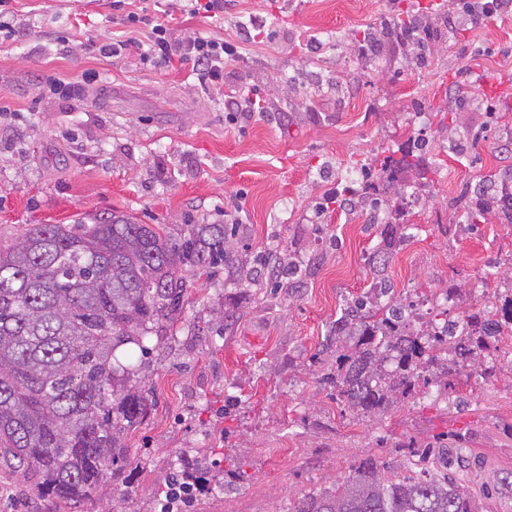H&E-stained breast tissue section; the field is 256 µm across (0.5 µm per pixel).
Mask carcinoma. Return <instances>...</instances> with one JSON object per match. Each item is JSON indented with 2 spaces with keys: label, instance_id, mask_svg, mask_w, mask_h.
<instances>
[{
  "label": "carcinoma",
  "instance_id": "obj_1",
  "mask_svg": "<svg viewBox=\"0 0 512 512\" xmlns=\"http://www.w3.org/2000/svg\"><path fill=\"white\" fill-rule=\"evenodd\" d=\"M440 7L389 14L350 40L358 57L399 43L405 60L421 62L442 29ZM365 165L360 188L345 187L354 207L374 218L395 206L403 190L395 174ZM466 208L493 209L512 218V192L479 195ZM234 233L225 224H188L173 233L126 214L72 224H37L0 244V461L34 475L31 493L46 504L91 501L106 491L107 472L126 470V437L150 413L142 365L122 362L116 350L133 344L147 354L180 313L188 275L212 277L235 269L238 281L254 270L236 263ZM371 291L349 302L335 332L318 351L335 358L327 374L343 401L366 416H383L415 391L425 372L443 385L452 368L436 355L452 352L468 367L490 341L512 326V298L496 311L468 319L438 312L413 327L409 306L382 276L373 257ZM167 490L190 491L212 467L201 449L183 450ZM293 512H474L472 498L452 480L389 472L360 460L341 484L301 498Z\"/></svg>",
  "mask_w": 512,
  "mask_h": 512
}]
</instances>
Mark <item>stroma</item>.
<instances>
[{
	"mask_svg": "<svg viewBox=\"0 0 512 512\" xmlns=\"http://www.w3.org/2000/svg\"><path fill=\"white\" fill-rule=\"evenodd\" d=\"M427 3L233 0L222 18L174 20L175 38L238 42L224 88L251 89L263 109L234 124L190 69L88 47L128 37L112 0H14V35L0 42V240L122 211L174 229L231 225L239 259L258 269L253 284L230 268L189 279L172 336L143 370L154 406L129 437V467L108 480L126 512H160L169 461L185 448L211 449L215 461L213 490L192 512H288L365 457L447 471L478 512H512L501 483L512 477L505 343L489 349L493 374L477 363L447 398L416 393L374 418L340 399L316 357L347 299L370 288L376 253L397 298L455 319L492 310L512 281V224L495 210L474 224L452 205L488 175L512 174V123L492 119L512 114V15L456 20L454 38L418 66L386 50L366 62L344 43L392 9ZM421 140L420 166L400 173L404 196L378 223L326 202L360 163ZM288 253L300 271L272 292L262 261ZM217 307L228 314L220 333ZM409 441L426 446L424 459Z\"/></svg>",
	"mask_w": 512,
	"mask_h": 512,
	"instance_id": "stroma-1",
	"label": "stroma"
}]
</instances>
